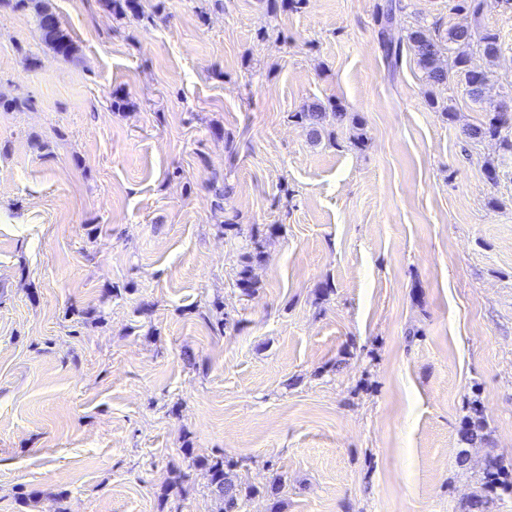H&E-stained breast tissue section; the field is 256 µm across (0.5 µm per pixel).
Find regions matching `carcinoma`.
I'll return each mask as SVG.
<instances>
[{"mask_svg":"<svg viewBox=\"0 0 512 512\" xmlns=\"http://www.w3.org/2000/svg\"><path fill=\"white\" fill-rule=\"evenodd\" d=\"M26 2L33 4L42 40L61 58H74L78 48L61 28L58 16L46 0ZM107 4L112 11L122 16L129 14L138 19L145 18L141 0H107ZM455 8L465 13L469 20L448 27L444 33L435 23L431 26L411 27L405 36L396 37L391 28L393 16L402 11L404 6L401 0H388L382 11L384 57L388 64L395 66L399 63L403 48H408L430 86L446 84L450 76H456L471 100L485 106L487 113V121L483 124L464 129L466 138L471 141L497 139L505 151L512 153V112H501L486 101L490 71L471 67V56L475 51L482 54L488 65L495 64L501 52L499 35L483 21L475 0H459ZM291 118L306 128L313 142L322 139L330 121L336 122L338 127L347 124L357 130L361 127L360 120L350 119L349 113L342 108L326 106L320 102H314L293 113ZM262 259L263 252L258 245L241 257L235 287L242 294L248 296L254 290L256 282L252 276L253 266ZM459 437L468 445L488 440L487 426L479 406L471 407V414L459 429ZM194 461L195 467L208 473L209 488L221 504L220 512H242L246 498L261 494L258 488H244L235 483L229 476V463L222 456L196 457ZM507 490L512 491V469L505 468L498 457L489 455L485 459L476 490L463 504V512H490L495 501Z\"/></svg>","mask_w":512,"mask_h":512,"instance_id":"carcinoma-1","label":"carcinoma"}]
</instances>
